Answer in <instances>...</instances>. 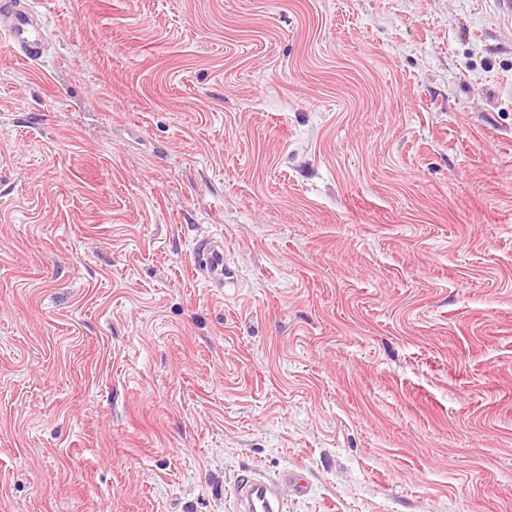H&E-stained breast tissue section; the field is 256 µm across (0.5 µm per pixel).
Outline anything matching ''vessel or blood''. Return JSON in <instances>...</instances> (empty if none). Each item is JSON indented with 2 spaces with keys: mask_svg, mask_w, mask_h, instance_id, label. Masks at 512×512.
<instances>
[{
  "mask_svg": "<svg viewBox=\"0 0 512 512\" xmlns=\"http://www.w3.org/2000/svg\"><path fill=\"white\" fill-rule=\"evenodd\" d=\"M46 32L47 23L34 8L33 0H0V36L18 49L22 61L32 62L42 56ZM194 266L211 287L223 289L234 282V271L224 259L223 241L199 240L194 249ZM286 488L304 494V477L286 472L273 480L248 472L235 486L237 512H285L282 491Z\"/></svg>",
  "mask_w": 512,
  "mask_h": 512,
  "instance_id": "b4317fda",
  "label": "vessel or blood"
}]
</instances>
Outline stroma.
<instances>
[{
    "label": "stroma",
    "mask_w": 512,
    "mask_h": 512,
    "mask_svg": "<svg viewBox=\"0 0 512 512\" xmlns=\"http://www.w3.org/2000/svg\"><path fill=\"white\" fill-rule=\"evenodd\" d=\"M0 40V512H512L492 0H37ZM224 241L233 288L193 273ZM34 3L32 0L0 1V36L18 49L23 62L36 61L43 54L48 25ZM286 485L296 495L306 491L304 477L298 472L283 473L280 478L268 479L254 470L242 475L235 485L238 512H285L287 499L281 488Z\"/></svg>",
    "instance_id": "1"
}]
</instances>
